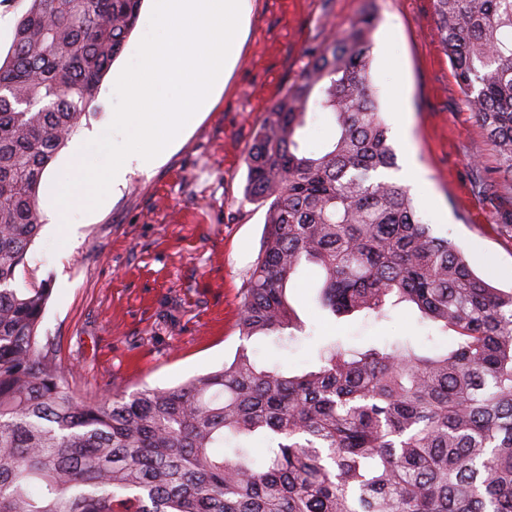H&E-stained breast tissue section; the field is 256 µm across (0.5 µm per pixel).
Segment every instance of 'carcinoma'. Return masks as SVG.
Instances as JSON below:
<instances>
[{"instance_id": "1", "label": "carcinoma", "mask_w": 512, "mask_h": 512, "mask_svg": "<svg viewBox=\"0 0 512 512\" xmlns=\"http://www.w3.org/2000/svg\"><path fill=\"white\" fill-rule=\"evenodd\" d=\"M142 2L29 0L0 64V512H512V290L477 275L394 178L371 14L310 49L256 130L247 196L265 227L238 328L302 330L287 289L311 265L332 314L404 304L452 332L448 346L330 342L297 375L242 346L176 387L76 395L40 336L49 289L14 283L42 227L43 175ZM433 3L498 177L512 178V0ZM312 112L331 128L315 151L300 134Z\"/></svg>"}]
</instances>
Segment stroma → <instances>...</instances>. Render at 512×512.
Wrapping results in <instances>:
<instances>
[{"instance_id":"35a3bbf8","label":"stroma","mask_w":512,"mask_h":512,"mask_svg":"<svg viewBox=\"0 0 512 512\" xmlns=\"http://www.w3.org/2000/svg\"><path fill=\"white\" fill-rule=\"evenodd\" d=\"M364 12L376 18L372 79L397 163L416 175L409 187L417 207L475 272L493 271L496 287H512V186H480L499 161L442 50L433 0H248L239 58L213 106L98 209H70L74 227L43 225L16 277L19 288L48 284L40 333L80 396L171 388L220 368L242 347L261 365L300 373L334 340L447 345L407 307L382 320L334 316L305 274L288 287L304 333L245 341L238 331L265 223L264 209L246 198V150L308 48ZM146 32L141 23L128 38L81 130L109 126L115 82Z\"/></svg>"}]
</instances>
